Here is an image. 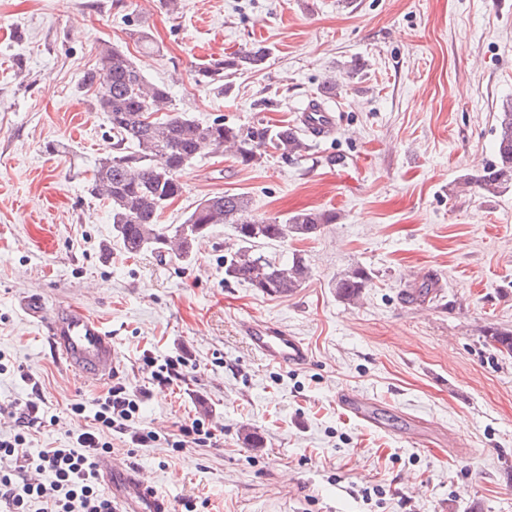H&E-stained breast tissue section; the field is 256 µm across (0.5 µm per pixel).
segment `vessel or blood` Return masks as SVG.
<instances>
[{
	"instance_id": "1",
	"label": "vessel or blood",
	"mask_w": 512,
	"mask_h": 512,
	"mask_svg": "<svg viewBox=\"0 0 512 512\" xmlns=\"http://www.w3.org/2000/svg\"><path fill=\"white\" fill-rule=\"evenodd\" d=\"M298 123L315 138L328 137L336 128L332 111L315 99L299 113ZM20 306L44 325L50 346L77 375L104 381L116 373L112 334L101 318L76 305L47 309L38 293L25 295ZM244 331L251 350L269 362L300 366L309 361L308 347L287 329L254 320L246 323ZM99 470L103 485L112 493L116 512H173L170 502L147 480L114 466L111 458H102Z\"/></svg>"
}]
</instances>
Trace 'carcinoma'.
<instances>
[{
	"instance_id": "cac0c4a2",
	"label": "carcinoma",
	"mask_w": 512,
	"mask_h": 512,
	"mask_svg": "<svg viewBox=\"0 0 512 512\" xmlns=\"http://www.w3.org/2000/svg\"><path fill=\"white\" fill-rule=\"evenodd\" d=\"M99 66L84 73L81 86L96 90L94 106L103 112L112 130V151L97 159L92 170V192L103 198L112 212V233L130 255L168 250L181 258L192 256L194 240L218 224L231 228L238 250L224 256V283L246 282L258 291L288 296L301 287L308 268L299 256L273 261L255 251L260 244L284 243L290 238H312L336 213L304 210L284 220L253 218L245 196L222 193L201 200L184 223L175 227L159 223L163 209L183 190L181 172L197 157L230 152L246 166L264 161L269 152L282 158L301 155L305 144L288 126L257 123L234 126L217 117L202 123L170 110L168 86L153 82L119 47L104 42L98 47ZM264 47L216 60L197 71V82L224 90V71L258 68L265 64ZM159 118L148 123L145 115ZM496 160L477 176L463 179L484 196H496L512 187V102L496 116ZM369 279L354 268L336 281V295L349 303L360 299ZM487 345L512 358V331L489 328Z\"/></svg>"
}]
</instances>
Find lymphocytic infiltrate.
<instances>
[{
    "mask_svg": "<svg viewBox=\"0 0 512 512\" xmlns=\"http://www.w3.org/2000/svg\"><path fill=\"white\" fill-rule=\"evenodd\" d=\"M140 410L123 383H116L97 402L94 428L76 433L69 447L31 450L27 437L43 424L39 401L14 403L8 413L10 436L0 437V512H115L112 497L101 486L98 462L109 450L111 437L121 435L136 445L156 441L155 433H141L135 426ZM48 474V481L34 482L28 472Z\"/></svg>",
    "mask_w": 512,
    "mask_h": 512,
    "instance_id": "1",
    "label": "lymphocytic infiltrate"
}]
</instances>
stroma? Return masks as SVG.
Returning <instances> with one entry per match:
<instances>
[{
	"label": "stroma",
	"instance_id": "obj_1",
	"mask_svg": "<svg viewBox=\"0 0 512 512\" xmlns=\"http://www.w3.org/2000/svg\"><path fill=\"white\" fill-rule=\"evenodd\" d=\"M180 3L174 13L163 0H0V424L11 401L37 392L47 420L31 447L68 446L109 387L71 372L21 311L37 291L47 307L105 320L137 426L159 435L148 448L113 439L109 453L173 506L512 512V358L484 337L512 330V188L458 187L494 161L495 117L512 101V0ZM137 28L153 51L130 39ZM104 41L168 85L173 111L202 122L292 127L315 96L335 112L334 134L306 138L302 156L197 158L161 217L183 223L224 192L246 196L258 218L335 212L316 237L271 248L308 266L294 293L225 283L237 242L221 224L188 260L132 256L115 241L90 183L112 132L80 87ZM255 46L268 51L261 69L229 72L220 92L197 84L202 64ZM358 267L370 278L348 304L334 284ZM426 279L429 295L408 300ZM247 319L304 339L309 364L251 351ZM146 352L185 359L184 379L158 387ZM343 391L370 400L378 427L343 415ZM197 418L218 429L216 445L173 450Z\"/></svg>",
	"mask_w": 512,
	"mask_h": 512
}]
</instances>
